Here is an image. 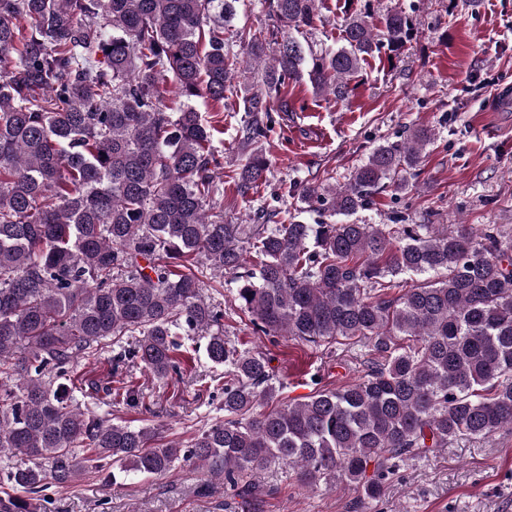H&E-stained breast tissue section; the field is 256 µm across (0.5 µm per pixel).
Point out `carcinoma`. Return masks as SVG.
<instances>
[{
    "label": "carcinoma",
    "instance_id": "obj_1",
    "mask_svg": "<svg viewBox=\"0 0 512 512\" xmlns=\"http://www.w3.org/2000/svg\"><path fill=\"white\" fill-rule=\"evenodd\" d=\"M238 0H0V512H45V491L88 470L112 484L166 476L187 462L200 485L253 497L258 474L287 466L302 485L340 483L381 497L396 462L458 439L512 430V237L495 224H226L211 149L239 57L224 42ZM272 23L234 33L260 91L244 100L246 150L231 176L243 196L269 159L258 143L270 101L308 78L345 100L367 56L403 52L419 22L402 9L377 31L352 14L342 46L319 52L292 32L318 0H265ZM27 27H22L20 22ZM434 131L378 145L347 182L300 184L307 208L353 215L386 187L403 190ZM252 254L256 262H248ZM234 274L233 299L256 333L316 347L364 344L358 379L270 411V359L224 336L201 295L204 272ZM400 289L394 298L389 291ZM124 336L134 344L122 345ZM205 339L224 367V420L190 446L149 425L81 411L79 360L118 348L105 388L144 404L124 373L181 372L183 340ZM23 455L27 461L11 463ZM373 472H368V469Z\"/></svg>",
    "mask_w": 512,
    "mask_h": 512
}]
</instances>
